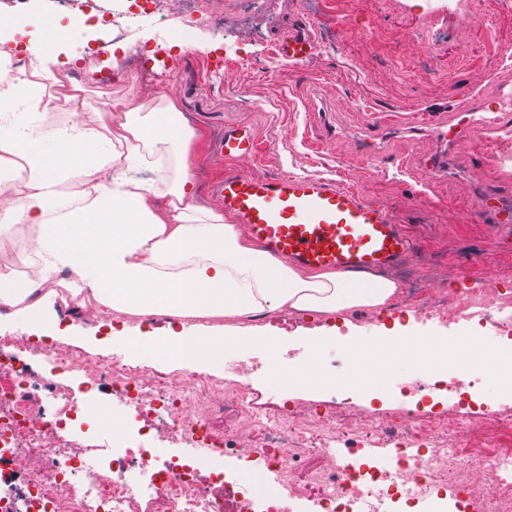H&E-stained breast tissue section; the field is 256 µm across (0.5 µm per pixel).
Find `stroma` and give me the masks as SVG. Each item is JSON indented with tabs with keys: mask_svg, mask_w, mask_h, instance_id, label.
<instances>
[{
	"mask_svg": "<svg viewBox=\"0 0 512 512\" xmlns=\"http://www.w3.org/2000/svg\"><path fill=\"white\" fill-rule=\"evenodd\" d=\"M194 12L193 0H160L156 8L140 11L136 0H106L105 5L134 12L136 18L125 41L126 52L105 53L112 40V23L88 18V32L72 35L67 51L77 65L70 76L86 87L84 106L64 112L65 121L83 123L107 110L112 98L127 92L149 100L165 94L177 101L192 125L217 139L225 127L249 125L261 142V153L245 162V169L266 175H315L334 178L392 207L397 220L416 242V248L386 278L401 286H444L450 268L467 271L474 254L485 258L477 278L512 287V239L500 238L493 224H472L466 218L471 192L512 195V135L502 136L494 158L479 159L482 137L473 132L450 143L430 135L414 138L407 132L382 131L369 125L373 111L395 112L401 121L433 115L448 120L442 107L452 103L469 110L470 90L497 96L512 87V10L502 0H480L492 25L463 21L467 0H203ZM315 22L317 54L294 68L281 61L270 35L286 25L291 13ZM43 16L47 25L62 29L75 19L74 11L57 0H0V19L13 25L20 42L35 39L28 16ZM188 39L184 50L172 49L173 32ZM465 62H458L459 53ZM247 60L251 78L234 77L237 58ZM378 149V162L359 160L362 148ZM449 165L447 179L433 180L436 168ZM315 313L260 314L250 324L253 333L280 336L282 364L314 360L332 376L349 372L353 363L340 345L313 347L310 338L327 322ZM401 324L424 335L446 334L458 347H468L471 331L478 344L492 347L511 340L491 325L461 320L455 310L427 317L406 314ZM56 340L74 356H118L148 370L157 386L173 375L191 371L217 380L234 381L239 364L255 360L248 348L225 351L222 360L191 366L168 362L147 353L128 351L110 337L97 317L80 318L61 304L49 308L46 319ZM406 359L387 365L370 398L328 386L291 391L270 376L260 363L247 378L252 399L268 414H276L284 400L294 402L301 418L314 409L333 408L338 417L352 414L385 415L400 406L397 385L418 378ZM447 382H461V393L439 390L425 413L438 416L456 407L460 396L471 397L463 408L473 443H489L499 432L483 415L484 406L512 410V388L498 385L481 370L443 373ZM60 382L78 403L100 408L93 423L98 444L113 442L105 416L121 414L111 390L103 384L87 387L84 374L61 375Z\"/></svg>",
	"mask_w": 512,
	"mask_h": 512,
	"instance_id": "stroma-1",
	"label": "stroma"
}]
</instances>
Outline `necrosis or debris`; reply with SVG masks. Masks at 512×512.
<instances>
[{"label": "necrosis or debris", "instance_id": "necrosis-or-debris-1", "mask_svg": "<svg viewBox=\"0 0 512 512\" xmlns=\"http://www.w3.org/2000/svg\"><path fill=\"white\" fill-rule=\"evenodd\" d=\"M454 306L459 313L478 309L482 321L512 332V294L485 283L474 288H439L434 298L404 288L388 305L392 313L437 314ZM21 336H0V512H142L156 505L159 512H255L253 494L240 488L227 494L213 491L200 480L191 457L159 459L144 444L116 442L112 449L83 446L72 440L69 424L79 407L54 377L43 376L22 362ZM40 352L55 374L82 370L90 381L107 379L113 398L143 416L148 425L171 438L191 441L206 455L235 453L268 469L296 465L311 456L324 458V467L307 483L290 484L285 495L311 498L315 512H389L404 502L412 512L450 499L455 512H512V413L500 416L505 439L493 448H442L437 426L464 434L466 424L456 417H438L436 427L414 424L416 396L426 388L416 380L401 385L400 407L388 418L366 416L339 423L334 415L319 412L313 425L304 427L295 413L283 409L271 416L252 402L245 382L247 367H239L238 381H221L187 373L158 389L144 368L118 357L75 361L54 343ZM221 390L223 404L239 408L258 425L269 427L264 447L251 448L243 435L215 436L207 413L185 420V403ZM386 437L392 447L386 463L356 466L342 461L336 443L353 441L364 451L370 436ZM500 473L491 488L473 486L469 478L482 471Z\"/></svg>", "mask_w": 512, "mask_h": 512}]
</instances>
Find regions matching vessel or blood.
I'll return each mask as SVG.
<instances>
[{
  "instance_id": "b4317fda",
  "label": "vessel or blood",
  "mask_w": 512,
  "mask_h": 512,
  "mask_svg": "<svg viewBox=\"0 0 512 512\" xmlns=\"http://www.w3.org/2000/svg\"><path fill=\"white\" fill-rule=\"evenodd\" d=\"M275 46L289 65L304 64L318 48L313 22L296 20L278 35ZM469 127L481 132L486 150H493L495 133L512 132V90L485 102L480 112L463 114L459 124L440 133L452 141ZM216 150L225 169L214 193L272 258L301 268H333L355 281L362 273L392 267L415 247L387 205L338 180L239 169L238 161L259 151L251 128L225 129ZM510 211L507 201L492 205L479 195L471 202L469 218L474 224L496 223L500 235L511 238L512 225L502 220Z\"/></svg>"
}]
</instances>
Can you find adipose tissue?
Wrapping results in <instances>:
<instances>
[{
    "label": "adipose tissue",
    "instance_id": "ef3b65f1",
    "mask_svg": "<svg viewBox=\"0 0 512 512\" xmlns=\"http://www.w3.org/2000/svg\"><path fill=\"white\" fill-rule=\"evenodd\" d=\"M66 32L30 41L29 66L0 77V112L21 105L24 116L0 125V223L39 227V257L25 291L11 288L0 271V306L17 308L39 321L51 295L44 286L61 268L73 278V294L88 293L104 309L130 317L164 315L168 327L127 339L130 350L182 363H213L226 350L247 345L268 361L291 389L325 386L315 362L279 365V340L253 335L243 319L265 311H298L326 317L353 308L381 309L398 291L395 281L371 278L350 286L345 274L328 269L296 270L259 249L222 210L202 203L193 170L205 133L189 124L174 99L156 104L125 97L89 123L38 126L30 118L59 105L82 106V88L64 96L59 85ZM149 169L154 182L135 178ZM76 179L75 199L62 203L59 187ZM339 338L361 365L343 382L348 392H367L377 359L408 358L420 370L442 373L455 346L447 336L414 338L409 327L381 329L371 343Z\"/></svg>",
    "mask_w": 512,
    "mask_h": 512
}]
</instances>
